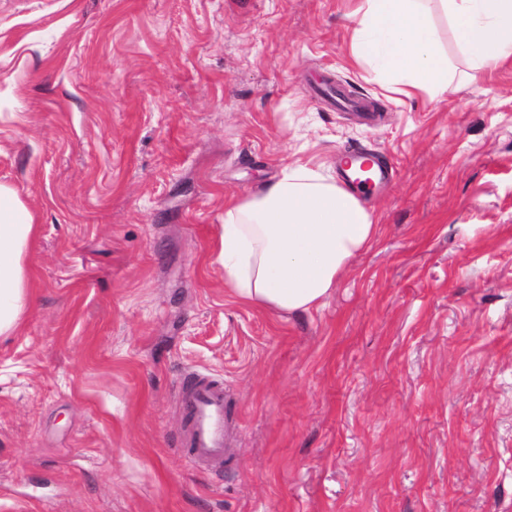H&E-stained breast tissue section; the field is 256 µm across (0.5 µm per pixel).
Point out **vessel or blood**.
<instances>
[{
	"mask_svg": "<svg viewBox=\"0 0 512 512\" xmlns=\"http://www.w3.org/2000/svg\"><path fill=\"white\" fill-rule=\"evenodd\" d=\"M179 397L185 425L174 444L176 453L190 466L223 472L227 439L223 381L196 371L184 373Z\"/></svg>",
	"mask_w": 512,
	"mask_h": 512,
	"instance_id": "obj_1",
	"label": "vessel or blood"
}]
</instances>
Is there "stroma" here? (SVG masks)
Here are the masks:
<instances>
[{"label":"stroma","instance_id":"1","mask_svg":"<svg viewBox=\"0 0 512 512\" xmlns=\"http://www.w3.org/2000/svg\"><path fill=\"white\" fill-rule=\"evenodd\" d=\"M356 0H0V182L39 234L0 337V512H512V62L408 99ZM348 108L327 106L323 86ZM395 169L326 305L237 302L224 201L300 163ZM224 380V472L173 450Z\"/></svg>","mask_w":512,"mask_h":512}]
</instances>
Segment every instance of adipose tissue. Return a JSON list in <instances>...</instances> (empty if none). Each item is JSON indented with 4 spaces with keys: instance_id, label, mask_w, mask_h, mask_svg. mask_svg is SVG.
I'll return each instance as SVG.
<instances>
[{
    "instance_id": "adipose-tissue-1",
    "label": "adipose tissue",
    "mask_w": 512,
    "mask_h": 512,
    "mask_svg": "<svg viewBox=\"0 0 512 512\" xmlns=\"http://www.w3.org/2000/svg\"><path fill=\"white\" fill-rule=\"evenodd\" d=\"M457 31L455 51L473 68L512 59V0H361L354 11L356 61L394 79L405 97L447 91L448 57L433 8ZM35 216L0 183V335L16 331L32 303L28 263ZM376 239L372 213L354 191L301 164L224 203L218 260L224 285L241 302L280 314L319 310L351 262Z\"/></svg>"
}]
</instances>
